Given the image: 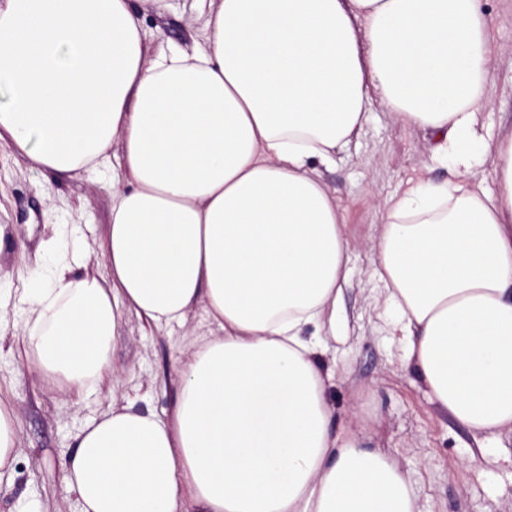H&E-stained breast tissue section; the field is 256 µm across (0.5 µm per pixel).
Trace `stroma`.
Listing matches in <instances>:
<instances>
[{
	"instance_id": "obj_1",
	"label": "stroma",
	"mask_w": 512,
	"mask_h": 512,
	"mask_svg": "<svg viewBox=\"0 0 512 512\" xmlns=\"http://www.w3.org/2000/svg\"><path fill=\"white\" fill-rule=\"evenodd\" d=\"M490 21L494 65L478 108L492 138L512 133V0H480ZM206 19L198 0H172L145 12L143 24L151 46L172 44L192 50ZM429 136L394 122L372 98L371 113L349 150L321 178L346 211L356 237L378 233L376 200L404 188L409 179L436 182L450 176L435 164ZM111 163L74 177L33 170L7 145L0 144V264L10 268L34 263L43 239L58 224L74 225V241L87 247L91 272L106 269L96 253L105 237L112 209V180L121 172L120 151ZM349 284L339 302L336 334L329 337L323 367L335 375L326 398L336 421L368 434L387 448L408 474L421 512H512V467L501 459L512 440H491L478 462L470 432L429 399L401 346L390 334V318L375 302L382 284L376 262L353 247ZM211 325L194 311L188 325L157 327L122 311L109 352L111 386L83 396L30 367L24 349L0 352V401L18 421V451L10 467L0 470V512H80L65 487L63 458L76 435L107 412L113 397L137 409L166 416L174 400L177 359L195 336Z\"/></svg>"
}]
</instances>
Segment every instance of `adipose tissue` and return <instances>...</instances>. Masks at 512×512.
<instances>
[{"label": "adipose tissue", "mask_w": 512, "mask_h": 512, "mask_svg": "<svg viewBox=\"0 0 512 512\" xmlns=\"http://www.w3.org/2000/svg\"><path fill=\"white\" fill-rule=\"evenodd\" d=\"M159 0H0V141L76 175L120 145L101 244H40L18 269L23 338L84 392L110 373L121 310L217 324L180 360L166 417L113 402L64 462L81 512H420L388 450L335 428L316 356L348 283L352 233L318 169L379 96L451 176L377 204L382 303L430 401L474 438L512 437V134L486 139L493 66L480 0H210L203 44L150 54ZM492 161L496 191L481 167ZM316 332L305 335L307 326Z\"/></svg>", "instance_id": "obj_1"}]
</instances>
